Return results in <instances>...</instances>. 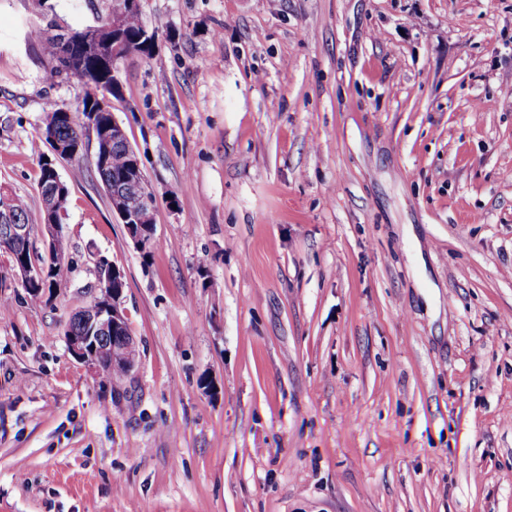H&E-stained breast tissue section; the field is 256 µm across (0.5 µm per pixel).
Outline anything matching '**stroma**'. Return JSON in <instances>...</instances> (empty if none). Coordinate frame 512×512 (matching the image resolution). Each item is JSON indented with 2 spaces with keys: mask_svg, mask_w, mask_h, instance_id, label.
<instances>
[{
  "mask_svg": "<svg viewBox=\"0 0 512 512\" xmlns=\"http://www.w3.org/2000/svg\"><path fill=\"white\" fill-rule=\"evenodd\" d=\"M112 0H0V191L38 218L29 31ZM112 113L160 192L143 256L57 169L69 264L0 251V512H512V0H140ZM107 258L126 396L70 355ZM146 28L140 14H133L129 16L126 23V28L123 32L124 41L133 51V54L141 56H151L154 47L146 43V39H143V30Z\"/></svg>",
  "mask_w": 512,
  "mask_h": 512,
  "instance_id": "1",
  "label": "stroma"
}]
</instances>
